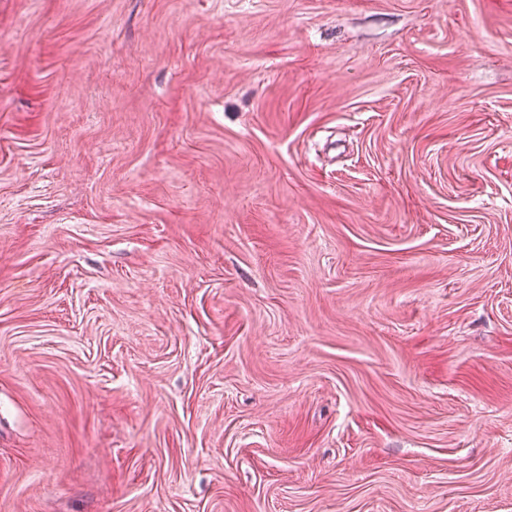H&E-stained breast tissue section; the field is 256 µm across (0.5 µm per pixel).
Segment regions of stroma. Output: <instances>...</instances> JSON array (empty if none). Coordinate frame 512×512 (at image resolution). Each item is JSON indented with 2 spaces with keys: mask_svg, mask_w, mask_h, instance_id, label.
<instances>
[{
  "mask_svg": "<svg viewBox=\"0 0 512 512\" xmlns=\"http://www.w3.org/2000/svg\"><path fill=\"white\" fill-rule=\"evenodd\" d=\"M0 512H512V0H0Z\"/></svg>",
  "mask_w": 512,
  "mask_h": 512,
  "instance_id": "35a3bbf8",
  "label": "stroma"
}]
</instances>
